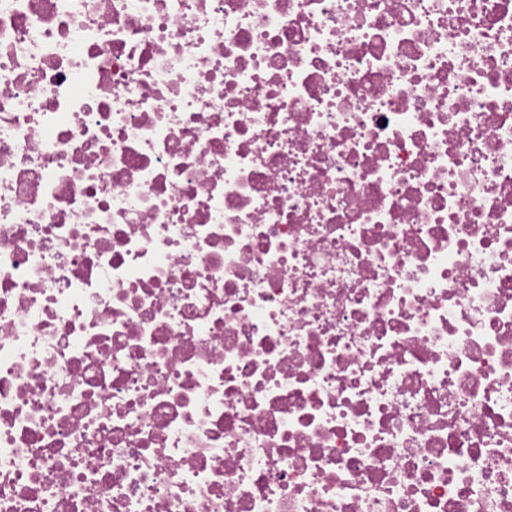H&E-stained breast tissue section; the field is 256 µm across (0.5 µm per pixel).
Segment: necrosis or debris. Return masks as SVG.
Segmentation results:
<instances>
[{
	"instance_id": "necrosis-or-debris-1",
	"label": "necrosis or debris",
	"mask_w": 512,
	"mask_h": 512,
	"mask_svg": "<svg viewBox=\"0 0 512 512\" xmlns=\"http://www.w3.org/2000/svg\"><path fill=\"white\" fill-rule=\"evenodd\" d=\"M0 512H512V0H0Z\"/></svg>"
}]
</instances>
